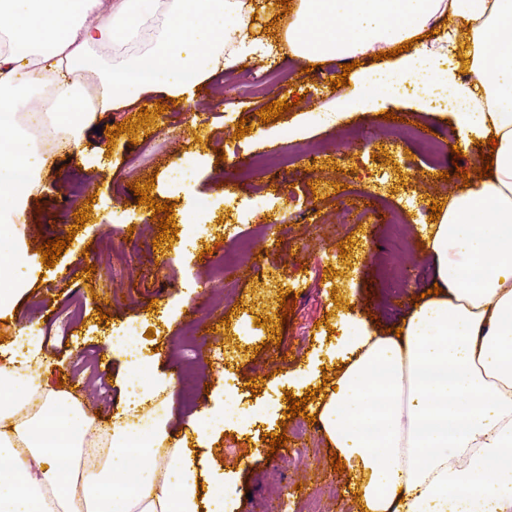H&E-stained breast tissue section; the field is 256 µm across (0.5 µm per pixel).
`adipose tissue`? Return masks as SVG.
Wrapping results in <instances>:
<instances>
[{
	"label": "adipose tissue",
	"instance_id": "1",
	"mask_svg": "<svg viewBox=\"0 0 512 512\" xmlns=\"http://www.w3.org/2000/svg\"><path fill=\"white\" fill-rule=\"evenodd\" d=\"M252 0H0V314L30 280L19 224L43 169L99 113L199 86L267 55ZM95 23H88V16ZM463 33L464 61L449 64ZM512 0H295L284 55L313 64L391 49L352 107L395 102L414 78L441 91L463 137L496 139L493 174L459 187L427 232L439 291L401 335L354 326L319 411L364 512H512ZM112 48L111 64L94 52ZM40 98L43 109L27 104ZM0 361V512H225L224 479L172 438V383L129 362L120 413L98 425L34 375L41 340ZM153 404L156 411L144 416Z\"/></svg>",
	"mask_w": 512,
	"mask_h": 512
}]
</instances>
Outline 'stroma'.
<instances>
[{"instance_id": "35a3bbf8", "label": "stroma", "mask_w": 512, "mask_h": 512, "mask_svg": "<svg viewBox=\"0 0 512 512\" xmlns=\"http://www.w3.org/2000/svg\"><path fill=\"white\" fill-rule=\"evenodd\" d=\"M343 68L328 63L309 72L295 73L286 86L270 95L253 97L237 94L224 105L201 113L197 129L200 136L190 145L181 165L182 173H174L173 158L161 153L148 166L130 172L129 162L137 157L140 146L149 140L157 142L178 136L187 125L174 110L155 114V97H148L141 106H130L117 112L100 113L97 119L103 128L109 123L131 124V131L111 138L107 133H89L81 147L59 153L42 175V187L29 203L23 223V243L27 245V263L36 276L20 296L9 317H0V349L11 350L18 334L41 336L46 360L41 369L45 379L70 380L79 387L95 389L99 394L98 409L102 418H110L123 406V394L129 365L126 357L115 349L112 338L128 323L141 321L143 328L154 329L155 335L143 338L142 352L146 363L157 375L176 373L178 365L192 355L179 342L182 326L179 316L192 306L208 307L202 289L186 287L191 274V258H176L165 269H158V251L153 248L155 234L148 230L153 212L137 204L134 196L126 198V216L144 226L127 265L111 267L92 263L101 241L111 234L117 217L113 211V189L117 182L146 184L159 203L173 202L174 217L194 204H202V221L208 226L201 242L205 248L223 253L231 245L227 231L216 218L229 212H241L244 223L281 222L282 241L268 252V264L284 265L294 255L299 239L313 236L312 225L297 216L300 200L310 179L309 163L301 159L281 174L284 183L293 184L295 198L287 194H266L251 188L238 178L236 171H221L218 158L230 129L225 125L228 112H255L271 101L298 99V106L272 122L249 146L253 152L276 153L293 143L296 127H304L305 138L320 139L337 135V127L319 122V112L335 107L350 97L354 86L331 89L333 76ZM153 113L150 123L138 124L139 109ZM367 168L379 174L396 169L403 176L425 171L426 166L415 149L408 147L369 146L354 150L345 161L344 170ZM223 181H216V173ZM93 181L96 192L88 219L82 230L70 232L68 225L58 223L57 215L62 192L73 177ZM324 234L331 247L341 240H350L346 266L337 270L338 298L343 301L341 313H332L329 301L317 294L322 288L323 265L290 271V278H301L293 314L287 321L272 317L265 325H256L244 307L233 303L214 310L212 322L230 319L237 323L240 334L237 351L225 358L230 376L215 379L203 406H196L183 382H175L171 391L172 416L169 431L183 433L186 425L196 420L202 410L230 407L236 417L217 425L198 448L206 455L211 469L222 472L227 480L226 500L231 512H263L267 494L266 463L270 448L266 434L281 433V423L288 408L287 395L305 398L309 390L321 387L323 373L332 371L341 362L344 345L339 338L346 319L365 320L378 332L397 327L413 309L418 296L427 292L433 281L432 261L425 248L416 247V262L409 269L405 293H397L382 275L378 257L387 244L385 225L376 217L360 218L351 211L345 223L327 225ZM71 237L54 266L42 262V255L33 250V242ZM310 334L308 344L296 338L299 330ZM271 365L270 380L262 382L259 392H251L250 379L258 367ZM236 452L234 462L224 458L225 447ZM320 460V467L303 481L301 489H293V475H284L290 485L288 512H297L298 503L316 486L334 478L331 460L335 452L321 431H314L307 443Z\"/></svg>"}]
</instances>
